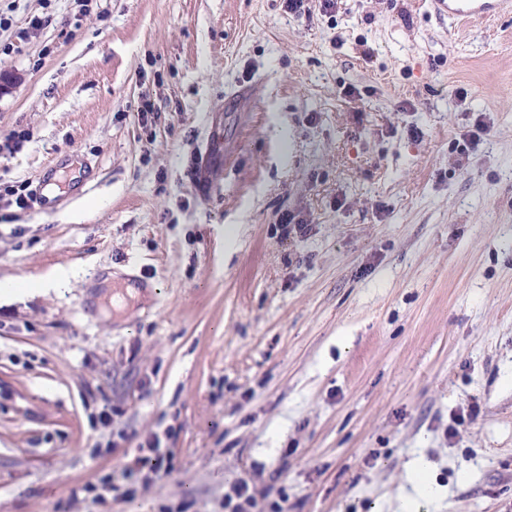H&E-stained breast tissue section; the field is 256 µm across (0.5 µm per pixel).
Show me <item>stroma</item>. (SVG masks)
<instances>
[{"label":"stroma","mask_w":512,"mask_h":512,"mask_svg":"<svg viewBox=\"0 0 512 512\" xmlns=\"http://www.w3.org/2000/svg\"><path fill=\"white\" fill-rule=\"evenodd\" d=\"M321 4L0 0V512H512V13ZM160 440L154 437L148 448H138V454L124 465L121 478L126 481H155L171 472V455L160 448ZM408 480L414 489L415 495L404 501L401 511L418 512L420 511L419 500L431 497L434 492L427 465L421 460L415 462L409 470ZM234 495L236 500H238L234 505H232L233 497H227L226 506L232 507V511L230 512H262L261 509H256L258 503L256 499L249 493V487L246 482H239L234 487Z\"/></svg>","instance_id":"1"}]
</instances>
